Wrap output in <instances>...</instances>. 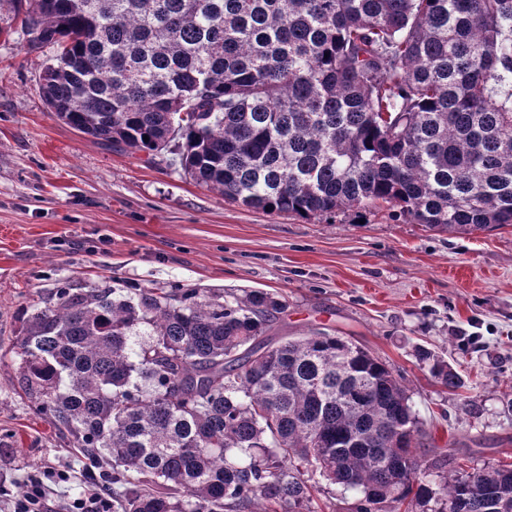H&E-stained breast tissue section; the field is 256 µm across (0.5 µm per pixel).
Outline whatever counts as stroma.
<instances>
[{
  "label": "stroma",
  "mask_w": 512,
  "mask_h": 512,
  "mask_svg": "<svg viewBox=\"0 0 512 512\" xmlns=\"http://www.w3.org/2000/svg\"><path fill=\"white\" fill-rule=\"evenodd\" d=\"M52 55L28 50L0 12V512H13L33 475L59 506L96 487L18 385L22 317L52 305L61 283L273 294L286 308L269 338L326 329L401 374L424 424L420 447L512 463V227L446 234L384 208L306 220L227 202L57 119L39 89ZM475 331L480 341L462 345ZM419 346L442 354L464 388L436 383Z\"/></svg>",
  "instance_id": "1"
}]
</instances>
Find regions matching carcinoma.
Instances as JSON below:
<instances>
[{
    "label": "carcinoma",
    "instance_id": "1",
    "mask_svg": "<svg viewBox=\"0 0 512 512\" xmlns=\"http://www.w3.org/2000/svg\"><path fill=\"white\" fill-rule=\"evenodd\" d=\"M56 116L178 156L233 203L301 217L387 208L438 233L512 225V0H0ZM17 337L22 390L112 512H512V464L422 458L399 375L345 336L266 338L249 291L57 286ZM436 381L463 387L421 350ZM435 475L438 482L427 480Z\"/></svg>",
    "mask_w": 512,
    "mask_h": 512
}]
</instances>
